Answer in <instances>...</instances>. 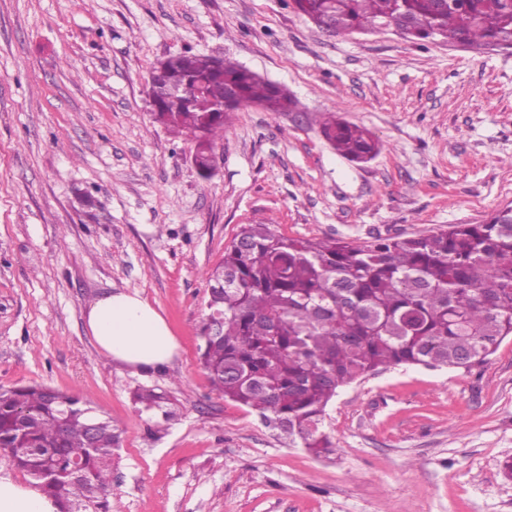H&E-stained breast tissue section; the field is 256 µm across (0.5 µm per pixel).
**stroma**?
<instances>
[{
    "label": "stroma",
    "instance_id": "stroma-1",
    "mask_svg": "<svg viewBox=\"0 0 512 512\" xmlns=\"http://www.w3.org/2000/svg\"><path fill=\"white\" fill-rule=\"evenodd\" d=\"M285 87L234 112L216 173L153 123L149 80L184 52ZM370 130L341 157L323 113ZM512 203V52L394 31L331 35L288 0H0V388L88 397L120 433L111 512H512V337L469 370L402 365L342 388L332 452L284 444L199 363L206 270L241 225L350 244L479 224ZM138 291L178 356L135 370L87 326ZM168 393L167 432L132 394Z\"/></svg>",
    "mask_w": 512,
    "mask_h": 512
}]
</instances>
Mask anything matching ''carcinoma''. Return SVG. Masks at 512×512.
<instances>
[{
	"mask_svg": "<svg viewBox=\"0 0 512 512\" xmlns=\"http://www.w3.org/2000/svg\"><path fill=\"white\" fill-rule=\"evenodd\" d=\"M336 35L394 28L417 42L441 37L491 52L512 50V0H292ZM153 122L199 149L224 137L229 114L258 104L279 114L297 103L280 86L228 59L190 52L160 62ZM321 133L342 157L378 152L370 131L334 114ZM209 314L201 365L224 398L245 406L315 454L339 390L399 365L469 369L512 336V206L482 224L363 245L288 238L244 224L206 273ZM220 327L211 329L213 315ZM144 411L166 397L136 395ZM99 422L89 437L91 418ZM119 433L90 401L42 385L0 388V451L60 512H110Z\"/></svg>",
	"mask_w": 512,
	"mask_h": 512,
	"instance_id": "1",
	"label": "carcinoma"
}]
</instances>
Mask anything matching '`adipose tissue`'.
<instances>
[{
    "label": "adipose tissue",
    "mask_w": 512,
    "mask_h": 512,
    "mask_svg": "<svg viewBox=\"0 0 512 512\" xmlns=\"http://www.w3.org/2000/svg\"><path fill=\"white\" fill-rule=\"evenodd\" d=\"M91 336L113 361L141 369L172 361L179 343L163 316L138 292H117L96 300L87 315ZM0 512H58L36 487L0 475Z\"/></svg>",
    "instance_id": "1"
}]
</instances>
